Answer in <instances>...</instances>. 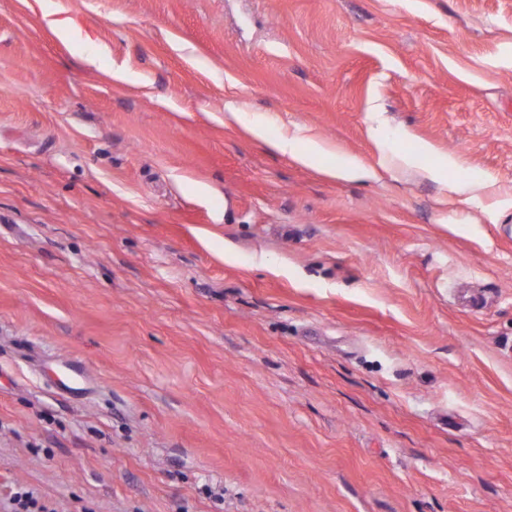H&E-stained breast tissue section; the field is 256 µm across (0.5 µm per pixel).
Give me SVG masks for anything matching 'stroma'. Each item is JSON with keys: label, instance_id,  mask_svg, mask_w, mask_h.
Wrapping results in <instances>:
<instances>
[{"label": "stroma", "instance_id": "stroma-1", "mask_svg": "<svg viewBox=\"0 0 512 512\" xmlns=\"http://www.w3.org/2000/svg\"><path fill=\"white\" fill-rule=\"evenodd\" d=\"M297 126L321 166L267 147ZM12 488L512 512V0H0Z\"/></svg>", "mask_w": 512, "mask_h": 512}]
</instances>
